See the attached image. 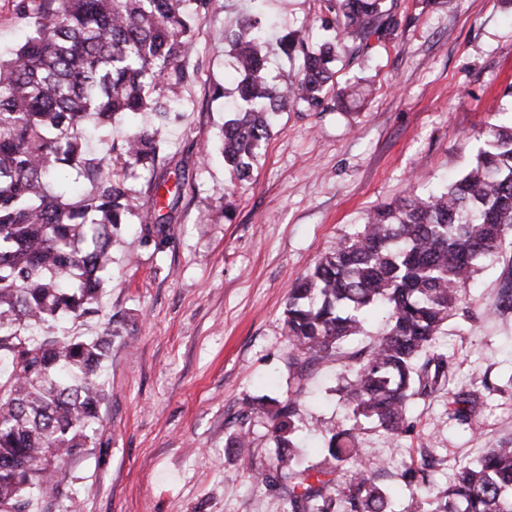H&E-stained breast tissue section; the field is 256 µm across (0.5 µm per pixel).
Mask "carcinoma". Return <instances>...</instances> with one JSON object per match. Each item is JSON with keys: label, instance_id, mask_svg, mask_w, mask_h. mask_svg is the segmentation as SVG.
Segmentation results:
<instances>
[{"label": "carcinoma", "instance_id": "carcinoma-1", "mask_svg": "<svg viewBox=\"0 0 512 512\" xmlns=\"http://www.w3.org/2000/svg\"><path fill=\"white\" fill-rule=\"evenodd\" d=\"M224 28L240 80L238 107L224 121L220 157L231 180L251 178L274 116L290 107L317 112L332 81L331 64L347 42L386 36L396 26L386 0H322L313 46L299 31L279 39L301 77L268 83V25L262 2ZM213 0H16L30 34L0 61V512H29L49 493L73 502L62 467L92 444L105 393L97 377L116 331L92 339L31 334L37 325L98 314L112 271V239L139 219L164 235L157 200L167 183L159 129L139 125L146 112L165 124L191 79L197 22ZM120 119L132 131L105 140L102 155L84 147V129ZM151 170L147 190L128 183L135 167ZM70 168L85 186L75 197L62 181ZM152 204L142 209V193ZM512 229V122L491 123L473 163L457 180L427 194L376 206L361 229L341 239L312 272L291 286L284 329L288 366L302 369L336 356L358 363L342 394L352 427L328 430L321 459L306 464L295 444L300 391L267 406L241 409L240 430L225 447L251 445L247 423L267 422L271 464L243 460L249 477L288 500V512H392L378 481L381 464L365 462L355 424L368 421L396 439L407 432L415 398L438 393L448 359L434 350L462 290L499 257ZM386 312L378 340L363 355L344 345L366 332L372 309ZM449 418L471 424L474 400L455 394ZM410 512H512V444L486 449L447 487L431 492L427 469L404 465Z\"/></svg>", "mask_w": 512, "mask_h": 512}]
</instances>
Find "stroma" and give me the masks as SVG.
I'll return each instance as SVG.
<instances>
[{
    "instance_id": "obj_1",
    "label": "stroma",
    "mask_w": 512,
    "mask_h": 512,
    "mask_svg": "<svg viewBox=\"0 0 512 512\" xmlns=\"http://www.w3.org/2000/svg\"><path fill=\"white\" fill-rule=\"evenodd\" d=\"M246 0H214L200 21L195 76L161 133L183 189L175 208L161 193L167 244L142 238L138 222L113 238L112 274L99 315L58 332L81 336L112 324L104 363L101 426L66 465L77 512H285L287 503L244 473L225 446L245 400L288 398L294 383L283 330L288 290L375 206L450 181L473 161L488 124L512 118V0H396L392 35L342 53L327 99L361 79L365 100L348 110L281 112L251 180L231 184L217 146L233 57L221 33ZM278 30L321 32L320 0H266ZM512 273V233L480 269L438 336L453 367L446 392L414 399L411 433L359 432L365 457L381 461L393 512L411 492L398 475L421 449L437 462L434 489L492 445L512 440V311L498 312ZM350 361L324 360L303 382L300 439L315 461L327 428L344 419L335 393ZM476 398L471 426L448 417L449 393Z\"/></svg>"
}]
</instances>
